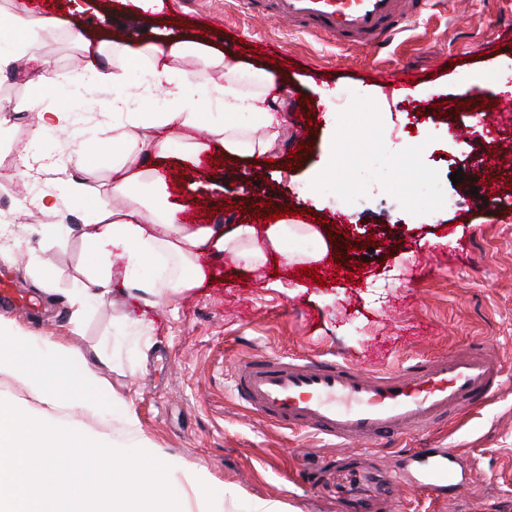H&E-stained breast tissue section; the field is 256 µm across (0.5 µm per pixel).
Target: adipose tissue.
I'll use <instances>...</instances> for the list:
<instances>
[{
	"instance_id": "ef3b65f1",
	"label": "adipose tissue",
	"mask_w": 512,
	"mask_h": 512,
	"mask_svg": "<svg viewBox=\"0 0 512 512\" xmlns=\"http://www.w3.org/2000/svg\"><path fill=\"white\" fill-rule=\"evenodd\" d=\"M81 54V72L102 97L99 108L112 118V179L109 191L116 204L85 209L79 226L90 248V272L69 303L80 318L88 303L111 296L116 287L145 304L156 305L193 288L201 277L199 257L219 252L257 269L269 251L284 252L288 238L310 233L304 224H274L265 234L254 226L190 228L181 204L170 202L166 184L157 175V161L171 146H179L184 161L195 164L212 145L233 156H263L279 142L286 122L287 100L270 95L271 77L250 70L232 55H217L189 41H163L143 47L107 45L70 32ZM138 73L134 93H127L129 73ZM140 109H132L131 100ZM213 108L208 122L197 112L200 100ZM28 136L21 160L27 176L55 174L58 190L40 196L37 207L52 213L70 200L89 193L87 164L59 167L39 153L37 144L69 121L68 107L43 109ZM156 192L152 200L139 193L145 184ZM290 262L299 253L284 252ZM43 342L45 357H23L24 349ZM14 377L43 412L71 408L97 412L122 407L99 367L77 348L53 337L35 339L13 321L0 318V375Z\"/></svg>"
}]
</instances>
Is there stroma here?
<instances>
[{
    "label": "stroma",
    "instance_id": "stroma-1",
    "mask_svg": "<svg viewBox=\"0 0 512 512\" xmlns=\"http://www.w3.org/2000/svg\"><path fill=\"white\" fill-rule=\"evenodd\" d=\"M52 5L61 29L29 49L37 58L33 72L47 66L53 73L42 84L41 107L68 95L79 71L71 30L132 46L189 39L219 54L229 48L237 62L271 74L291 108L312 107L309 131L299 137L287 124L270 158L230 157L216 165L205 155L191 166L174 150L161 166L183 173L169 192L173 201L192 204L193 225L230 228L287 209L302 224L318 218L321 238L288 239L286 251L327 247L313 278L283 253H270L256 270L209 254L198 287L155 306L118 292L90 303L80 328H72L66 297L81 288L90 262L76 230L83 204L68 203L55 214L12 207L27 193L16 154L37 114L28 81L0 74V101L15 107L10 131L0 136V225H14L34 259L28 268L3 260L11 243L0 237V274L11 288L9 299L0 300V315L32 335L72 344L90 361L107 354L102 374L137 423L128 425L109 409H59L55 420L126 450L149 439L153 455L170 467L175 495L187 491V476L206 478L211 512H254L268 501L287 512H512V167L471 159L441 121L421 129L418 162L387 170L383 186L371 187L374 173L366 164L381 146L399 152L407 141L405 113L426 98L474 130L500 126V148L512 150V126L498 123V95L475 97L467 107L448 91L459 77L472 86L488 78L501 86L512 80V35L505 33L512 0H437L380 53L288 29L249 10L244 0H160L145 9L133 0ZM263 43L279 46V62L259 54ZM400 65L417 76L407 96L389 93L374 77ZM343 91L348 99H340ZM99 98L89 90L73 100L69 124L39 148L71 167L83 159L82 141L98 139L87 180L108 206L111 131ZM339 106L349 114L346 127L327 125L326 112ZM323 168L342 185L340 194L312 189ZM458 171L461 183L450 184ZM432 174L448 182L454 209L434 213L412 195V187ZM489 192L494 202L487 207L481 197ZM259 199L264 208H256ZM352 246L355 259L345 261ZM41 276L52 280L54 296L35 287ZM320 277L326 280L321 287ZM135 319L153 340L149 352H141L132 332ZM475 341L486 343L500 369L495 395L482 407L452 412L441 427L382 445L338 448L305 431L277 428L231 390L240 360L256 350L288 358L326 354L371 372L398 370L412 356L464 353ZM415 448L455 449L466 482L462 492L444 500L418 487V464L410 456Z\"/></svg>",
    "mask_w": 512,
    "mask_h": 512
}]
</instances>
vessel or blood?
Returning <instances> with one entry per match:
<instances>
[{
    "instance_id": "1",
    "label": "vessel or blood",
    "mask_w": 512,
    "mask_h": 512,
    "mask_svg": "<svg viewBox=\"0 0 512 512\" xmlns=\"http://www.w3.org/2000/svg\"><path fill=\"white\" fill-rule=\"evenodd\" d=\"M427 0H267V9L288 24L333 35L342 43L379 51L403 31ZM391 92H409V67L382 70ZM499 372L486 350L437 359L414 358L399 371L360 372L332 358L251 354L233 377L232 390L250 409L289 430L309 431L346 446L377 443L401 432L432 427L448 412L479 405L495 390ZM455 457L442 454L425 470L420 487L455 488Z\"/></svg>"
}]
</instances>
